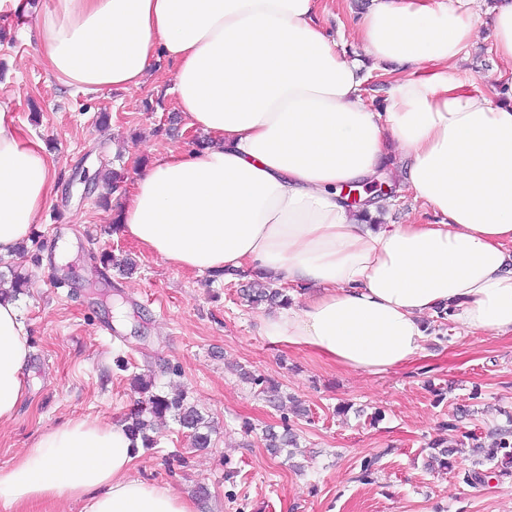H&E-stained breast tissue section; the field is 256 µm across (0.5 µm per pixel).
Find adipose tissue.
Here are the masks:
<instances>
[{
    "label": "adipose tissue",
    "instance_id": "obj_1",
    "mask_svg": "<svg viewBox=\"0 0 512 512\" xmlns=\"http://www.w3.org/2000/svg\"><path fill=\"white\" fill-rule=\"evenodd\" d=\"M325 0H0L34 18L40 63L84 92L139 87L174 67L176 110L209 144L139 168L119 210L124 236L171 265L250 270L314 292L263 325L266 336L379 375L450 310L465 335H512V89L470 87L458 62L482 23L476 0H370L347 58L320 26ZM388 78L385 111L365 84ZM406 159L398 193L434 222L369 224L346 186ZM43 144L0 111V256H13L58 192ZM29 330L0 296V423L25 397ZM124 425L76 418L43 429L0 468V504L78 501L81 512H195L168 486L134 479Z\"/></svg>",
    "mask_w": 512,
    "mask_h": 512
}]
</instances>
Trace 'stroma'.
<instances>
[{"instance_id": "stroma-1", "label": "stroma", "mask_w": 512, "mask_h": 512, "mask_svg": "<svg viewBox=\"0 0 512 512\" xmlns=\"http://www.w3.org/2000/svg\"><path fill=\"white\" fill-rule=\"evenodd\" d=\"M369 0H334L321 17L354 56L355 21ZM492 29L462 54V78L503 89L512 82L492 49ZM172 65L162 62L130 91L86 93L61 87L21 34L0 41V110L49 148L61 184L35 226L38 267L18 304L30 325L26 397L0 425V467L11 466L44 428L72 418L126 421L140 394L135 377L155 390L182 389L211 429L209 448H192L172 418L153 431L155 448L140 450L132 477L165 484L196 512H512V478L473 492L454 474L428 468L430 444L459 446L468 430L503 425L512 413V335L465 336L443 321L446 340L428 338L406 364L380 375L342 369L319 352L273 341L262 325L271 308L242 296L251 272L212 279L169 265L117 232L112 208L128 194L134 162L192 144L197 135L171 122ZM112 115L108 128L98 115ZM122 171L110 193L100 174ZM132 258L126 274L98 275L90 256ZM277 382L302 401L294 453L271 455L262 441L281 426L275 407L236 367ZM382 411L384 418L371 423ZM450 430H442L444 422ZM376 457L372 481L360 463Z\"/></svg>"}]
</instances>
